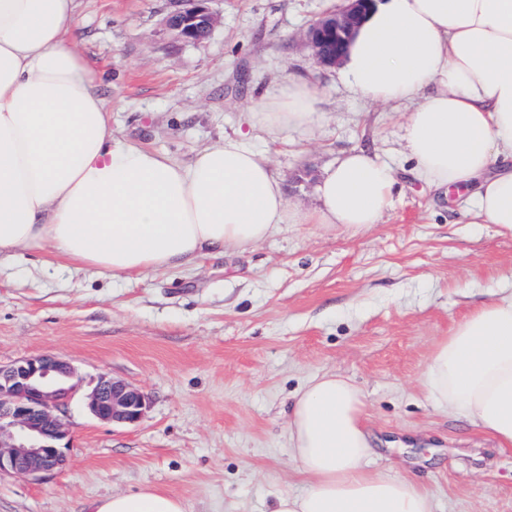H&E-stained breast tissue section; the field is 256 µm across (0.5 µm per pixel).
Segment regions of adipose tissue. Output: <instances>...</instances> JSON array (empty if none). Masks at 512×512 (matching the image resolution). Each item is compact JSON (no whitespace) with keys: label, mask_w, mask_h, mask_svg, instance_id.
<instances>
[{"label":"adipose tissue","mask_w":512,"mask_h":512,"mask_svg":"<svg viewBox=\"0 0 512 512\" xmlns=\"http://www.w3.org/2000/svg\"><path fill=\"white\" fill-rule=\"evenodd\" d=\"M75 0H0V256L52 250L105 276L186 266L249 249L283 224L358 235L392 204L393 169L355 148L325 174L319 203L289 208L269 162L242 137L188 165L112 139L110 109L77 51ZM338 72L373 105L411 101L413 174L474 194L473 217L512 231V0H377ZM320 94L291 80L258 120L271 134L311 131ZM428 399L512 447V294L483 304L439 340L422 376ZM365 399L348 378L315 376L294 396L288 443L307 480L270 512H435L412 481L367 470ZM89 512H184L154 487Z\"/></svg>","instance_id":"ef3b65f1"}]
</instances>
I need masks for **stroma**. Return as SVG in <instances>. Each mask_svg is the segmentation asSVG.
Instances as JSON below:
<instances>
[{"instance_id": "35a3bbf8", "label": "stroma", "mask_w": 512, "mask_h": 512, "mask_svg": "<svg viewBox=\"0 0 512 512\" xmlns=\"http://www.w3.org/2000/svg\"><path fill=\"white\" fill-rule=\"evenodd\" d=\"M219 22L199 42L164 26L170 0H77L78 51L99 77L113 137L190 163L238 131L268 159L289 207L311 208L326 171L366 148L396 171L390 210L351 236L284 224L245 251L189 268L107 277L36 250L0 262V365L71 363L67 463L37 478L0 476V512H86L153 486L184 512H269L306 486L287 411L313 376L364 392L370 471L428 486L437 512H512V450L425 395L435 344L483 303L512 291V232L474 224L468 198L412 175L409 109L355 98L302 40L328 0H207ZM314 82L321 122L270 137L252 114L291 79ZM149 398L114 425L84 402L100 374Z\"/></svg>"}]
</instances>
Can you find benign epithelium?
I'll use <instances>...</instances> for the list:
<instances>
[{
    "label": "benign epithelium",
    "mask_w": 512,
    "mask_h": 512,
    "mask_svg": "<svg viewBox=\"0 0 512 512\" xmlns=\"http://www.w3.org/2000/svg\"><path fill=\"white\" fill-rule=\"evenodd\" d=\"M331 15H321L303 33L305 44L325 67L338 64L362 17L375 0H343ZM167 27L185 41L209 36L216 17L205 0H172ZM76 371L50 356L0 365V475L38 477L66 463L61 442L68 430L61 416L79 388ZM87 408L97 419L117 424L138 422L148 407L139 388L101 374L86 395Z\"/></svg>",
    "instance_id": "7a95c632"
}]
</instances>
